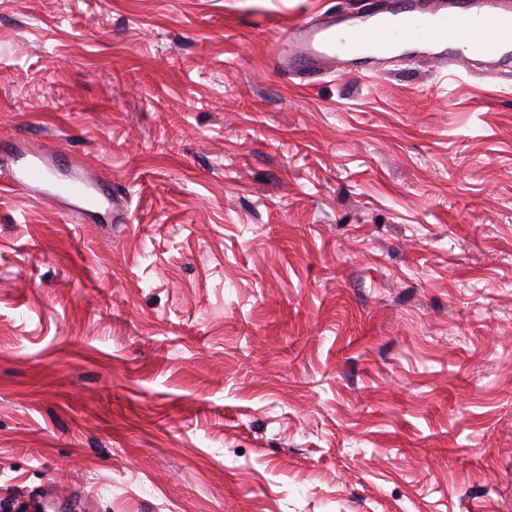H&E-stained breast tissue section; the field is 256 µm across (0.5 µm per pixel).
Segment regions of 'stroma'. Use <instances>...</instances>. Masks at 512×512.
Returning <instances> with one entry per match:
<instances>
[{
    "label": "stroma",
    "instance_id": "obj_1",
    "mask_svg": "<svg viewBox=\"0 0 512 512\" xmlns=\"http://www.w3.org/2000/svg\"><path fill=\"white\" fill-rule=\"evenodd\" d=\"M367 2L0 0V512H512V77L273 67ZM29 158L19 169L17 175H14L13 184L24 188L30 185H42L48 188V193H53L52 187L65 192L79 200L75 205L74 212L83 215L89 210L90 206L100 207L104 201L110 202L109 190L103 184L86 182L80 174H76L72 182L66 186L56 184L53 179L54 170L45 164L41 158L32 152H23L19 159Z\"/></svg>",
    "mask_w": 512,
    "mask_h": 512
}]
</instances>
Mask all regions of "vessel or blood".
Here are the masks:
<instances>
[{
    "label": "vessel or blood",
    "instance_id": "b4317fda",
    "mask_svg": "<svg viewBox=\"0 0 512 512\" xmlns=\"http://www.w3.org/2000/svg\"><path fill=\"white\" fill-rule=\"evenodd\" d=\"M400 47L414 57L456 65L458 59L487 69L512 68V0H386L381 17L354 23L303 17L271 47V62L289 78L311 81L327 70L347 75L378 72ZM53 169L31 156L15 186L54 187ZM65 193L77 198L76 214L102 206L103 184L74 176Z\"/></svg>",
    "mask_w": 512,
    "mask_h": 512
}]
</instances>
